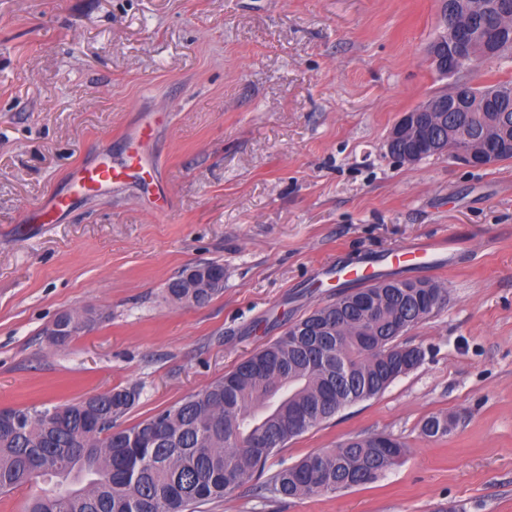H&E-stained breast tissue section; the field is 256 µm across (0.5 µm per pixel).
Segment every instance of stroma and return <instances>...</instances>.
Here are the masks:
<instances>
[{"mask_svg":"<svg viewBox=\"0 0 512 512\" xmlns=\"http://www.w3.org/2000/svg\"><path fill=\"white\" fill-rule=\"evenodd\" d=\"M439 0H0V408L136 388L130 427L221 378L335 300L370 260L447 294L402 339L422 362L379 396L289 442L201 512H512V160L406 165L384 141L455 80L512 81V53L440 76ZM172 210L136 179L25 217L69 170L119 157L139 116ZM446 238L436 269L388 252ZM224 266L202 306L166 301L183 269ZM102 319L64 346L66 310ZM454 416L439 440L425 418ZM405 443L375 481L291 499L271 476L350 437ZM69 208L70 200L68 196L53 194L41 207L34 211L30 219L38 224H52L56 215L66 212Z\"/></svg>","mask_w":512,"mask_h":512,"instance_id":"obj_1","label":"stroma"}]
</instances>
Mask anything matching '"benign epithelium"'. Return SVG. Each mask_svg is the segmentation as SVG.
Instances as JSON below:
<instances>
[{
  "label": "benign epithelium",
  "mask_w": 512,
  "mask_h": 512,
  "mask_svg": "<svg viewBox=\"0 0 512 512\" xmlns=\"http://www.w3.org/2000/svg\"><path fill=\"white\" fill-rule=\"evenodd\" d=\"M474 5L466 0H441L445 23L428 49V56L441 76L455 75L463 64L486 52L474 43L471 16ZM470 110V97L454 96L448 100L433 97L419 107L401 115L385 140L386 154L401 164H415L429 155L445 154L468 167H488L499 156L512 151V138L504 134L494 137L508 125L507 113L498 114L479 136L473 133L462 114ZM447 112H458L455 126L444 133L434 128V118Z\"/></svg>",
  "instance_id": "benign-epithelium-1"
}]
</instances>
